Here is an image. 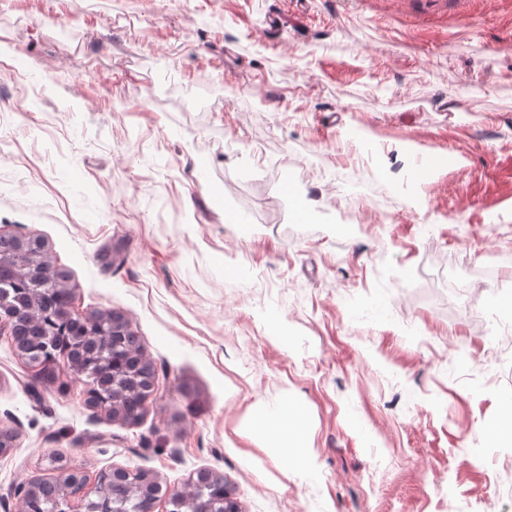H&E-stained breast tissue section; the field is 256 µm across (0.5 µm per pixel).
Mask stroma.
<instances>
[{"label":"stroma","instance_id":"35a3bbf8","mask_svg":"<svg viewBox=\"0 0 512 512\" xmlns=\"http://www.w3.org/2000/svg\"><path fill=\"white\" fill-rule=\"evenodd\" d=\"M15 55L0 234L155 384L129 427L0 335V499L60 457L212 470L241 512H512V0H0ZM256 413L264 424V430L269 426L279 436L282 443L280 448H297L302 450L301 453L308 451L302 427L303 418L299 413L289 409L274 417L272 408L265 403L257 406Z\"/></svg>","mask_w":512,"mask_h":512}]
</instances>
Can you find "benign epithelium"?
I'll use <instances>...</instances> for the list:
<instances>
[{
  "instance_id": "7a95c632",
  "label": "benign epithelium",
  "mask_w": 512,
  "mask_h": 512,
  "mask_svg": "<svg viewBox=\"0 0 512 512\" xmlns=\"http://www.w3.org/2000/svg\"><path fill=\"white\" fill-rule=\"evenodd\" d=\"M48 332L45 343L22 358L39 364L43 370L52 371L59 363V358L66 359L69 369L82 372L99 366L100 361L94 357L83 355V349L88 338L95 339L102 346L117 347L121 339L128 332L127 323L114 317L110 320L104 318L102 312L78 313L74 310V297L64 298L56 311L48 317ZM147 361L144 353H129L112 365V377L129 374ZM86 405L93 410H106L114 418H118L129 426L139 423L145 403H140L135 411L120 403L115 388L109 383H101L86 391ZM58 476L52 481L61 500L68 507L69 512H94V505L112 492V484L125 481L134 476L130 470L122 467H113L98 472L91 479L79 468L61 463L57 467ZM204 479V484L214 490L224 491L221 498L214 497L204 500L201 496H187L185 492L190 489L194 481H189L177 496L184 512H238L234 499L226 492L223 475L210 470L198 473ZM144 486L138 498L146 505V512H155L158 502V493L151 485L149 478H143ZM46 485L44 480H30L17 487L13 495L16 498V512H23V502L41 494Z\"/></svg>"
}]
</instances>
